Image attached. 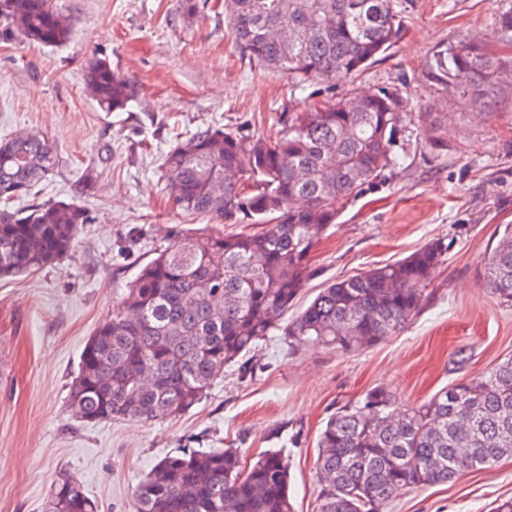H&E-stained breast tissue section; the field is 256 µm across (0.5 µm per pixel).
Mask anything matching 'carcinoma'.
Segmentation results:
<instances>
[{
  "label": "carcinoma",
  "instance_id": "1",
  "mask_svg": "<svg viewBox=\"0 0 512 512\" xmlns=\"http://www.w3.org/2000/svg\"><path fill=\"white\" fill-rule=\"evenodd\" d=\"M237 46L302 87L355 78L405 34L397 0H224ZM72 31L53 0H0V40L56 47ZM491 37L512 44V8ZM492 43L463 39L434 57L444 82L491 74ZM86 89L104 112H123L130 81L91 59ZM407 100L377 88L294 112L275 134L206 127L177 139L162 169L175 205L231 232L173 236L112 305L87 341L67 406L86 424L151 423L189 412L224 368L277 329L307 344L354 351L399 333L420 312L448 246L333 281L286 324L313 275L311 252L343 204L398 163ZM427 143L448 149L439 112L419 115ZM59 164L30 132L0 138V203L34 194ZM89 223L76 200L0 210V279L53 265ZM490 292L512 303V225L484 265ZM317 512H385L402 489L456 480L512 456V358L452 383L419 404L383 386L332 414L318 440ZM288 456L269 449L246 461L235 448L184 449L160 459L136 486L134 512H294ZM46 512H97L64 474Z\"/></svg>",
  "mask_w": 512,
  "mask_h": 512
}]
</instances>
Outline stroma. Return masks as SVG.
<instances>
[{"label":"stroma","instance_id":"1","mask_svg":"<svg viewBox=\"0 0 512 512\" xmlns=\"http://www.w3.org/2000/svg\"><path fill=\"white\" fill-rule=\"evenodd\" d=\"M197 3L188 17L178 0H55L69 43L0 41V137L43 133L59 165L39 201L74 198L91 217L58 263L0 281V512H46L64 472L98 512H133L136 485L184 448H237L249 458L284 449L294 512H316L318 436L337 408L375 386L420 402L512 357V304L490 293L483 271L500 225L512 224V45L496 49L499 69L487 79L451 87L431 67L437 50L485 37L512 0H400L406 32L396 47L353 80L302 90L242 54L224 0ZM93 57L133 84L126 111H101L88 96ZM374 88L399 90L413 110L398 134L399 163L341 210L312 251L314 275L295 304L441 239L448 250L421 311L359 351L293 353L274 331L247 371L231 368L173 419L75 421L67 396L81 352L139 264L178 231L218 229L174 204L160 164L175 138L209 125L274 132L289 113ZM428 108L448 115L446 152L426 142L417 115ZM507 498L512 457L400 491L388 512H493Z\"/></svg>","mask_w":512,"mask_h":512}]
</instances>
